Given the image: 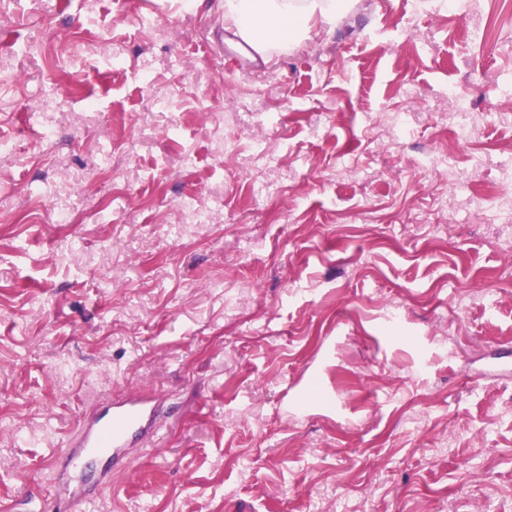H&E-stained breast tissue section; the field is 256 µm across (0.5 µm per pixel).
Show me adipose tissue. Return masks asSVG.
I'll return each instance as SVG.
<instances>
[{
	"label": "adipose tissue",
	"mask_w": 512,
	"mask_h": 512,
	"mask_svg": "<svg viewBox=\"0 0 512 512\" xmlns=\"http://www.w3.org/2000/svg\"><path fill=\"white\" fill-rule=\"evenodd\" d=\"M342 0H224V16L236 35L249 41L262 60L299 41L311 23L331 22Z\"/></svg>",
	"instance_id": "obj_1"
}]
</instances>
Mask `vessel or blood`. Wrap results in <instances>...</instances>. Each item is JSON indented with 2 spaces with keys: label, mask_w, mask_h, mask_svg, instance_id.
<instances>
[{
  "label": "vessel or blood",
  "mask_w": 512,
  "mask_h": 512,
  "mask_svg": "<svg viewBox=\"0 0 512 512\" xmlns=\"http://www.w3.org/2000/svg\"><path fill=\"white\" fill-rule=\"evenodd\" d=\"M158 409V394L134 391L114 396L96 414L82 419L77 435L64 444L71 474L55 485L54 497L76 496L92 503L110 493L112 466L126 458L136 440L152 433Z\"/></svg>",
  "instance_id": "vessel-or-blood-1"
}]
</instances>
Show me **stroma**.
I'll return each mask as SVG.
<instances>
[{
  "label": "stroma",
  "mask_w": 512,
  "mask_h": 512,
  "mask_svg": "<svg viewBox=\"0 0 512 512\" xmlns=\"http://www.w3.org/2000/svg\"><path fill=\"white\" fill-rule=\"evenodd\" d=\"M216 3L0 0V508L143 389L95 512H512V0ZM224 17L235 27L237 41L248 52L255 48L264 62L268 50L285 51L299 41L311 23L331 22L342 7V0H224ZM288 29L289 35L283 32ZM247 41H245V40Z\"/></svg>",
  "instance_id": "1"
}]
</instances>
